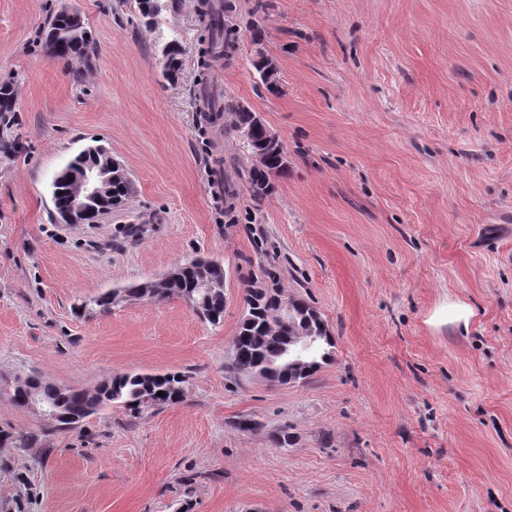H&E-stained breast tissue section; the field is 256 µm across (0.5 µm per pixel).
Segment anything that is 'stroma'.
Listing matches in <instances>:
<instances>
[{
  "label": "stroma",
  "mask_w": 512,
  "mask_h": 512,
  "mask_svg": "<svg viewBox=\"0 0 512 512\" xmlns=\"http://www.w3.org/2000/svg\"><path fill=\"white\" fill-rule=\"evenodd\" d=\"M197 2L149 27L136 0H0V81L16 89L0 124V512H512V0H228L237 48L205 70ZM64 8L97 44L78 83L43 47ZM260 51L279 96L255 76ZM206 70L285 144L263 199L238 139L205 120ZM95 145L132 196L61 223L52 180ZM199 255L227 271L219 326L180 298L77 312ZM267 269L333 338L308 383L230 367ZM448 300L473 308L468 330L427 325ZM166 371L187 375L183 403L105 406L67 431L12 400L32 373L91 391ZM169 42V43H168ZM167 50L163 54V67L165 75L170 80H175L182 66V49L175 40L168 41Z\"/></svg>",
  "instance_id": "1"
}]
</instances>
